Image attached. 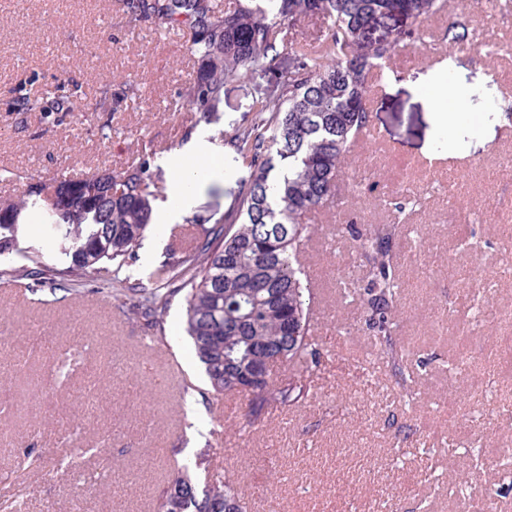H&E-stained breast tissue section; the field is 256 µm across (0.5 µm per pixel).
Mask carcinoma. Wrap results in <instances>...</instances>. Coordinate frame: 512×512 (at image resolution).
<instances>
[{"label":"carcinoma","instance_id":"cac0c4a2","mask_svg":"<svg viewBox=\"0 0 512 512\" xmlns=\"http://www.w3.org/2000/svg\"><path fill=\"white\" fill-rule=\"evenodd\" d=\"M125 7L138 21L188 24L189 52L201 63L184 113L192 126L218 108L225 83L253 70L277 73L275 93L257 98L252 124L230 139L250 177L236 206L202 229L194 251L162 262L146 284L132 281L128 269L152 224L162 171L144 163L118 174L42 183L0 203V256L16 246L20 217L28 213L51 226L70 263L53 270L42 255L27 252L24 263L5 273L38 276L53 291L88 274L103 276L115 295L136 296L129 312L160 341L163 315L183 295L185 329L209 391L243 398L247 422L259 426L268 410L295 404L310 389L317 349L312 270L302 260L303 246L318 231L311 215L364 195L345 172L354 163L356 136L372 126V70L417 41L400 17L437 14L445 0H239L222 16L212 0H125ZM304 13L327 19L328 34L316 46L288 36ZM285 54L295 57V67H281ZM392 236L390 224L366 228L352 235L351 245L367 269L359 288L364 323L388 354L400 313L402 261ZM275 359L293 370L258 378ZM158 512H247V506L230 477L207 469L201 484L174 477Z\"/></svg>","mask_w":512,"mask_h":512}]
</instances>
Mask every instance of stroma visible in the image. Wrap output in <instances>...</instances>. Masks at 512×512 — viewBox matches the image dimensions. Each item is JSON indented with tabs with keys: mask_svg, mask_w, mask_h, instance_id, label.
<instances>
[{
	"mask_svg": "<svg viewBox=\"0 0 512 512\" xmlns=\"http://www.w3.org/2000/svg\"><path fill=\"white\" fill-rule=\"evenodd\" d=\"M459 16L470 38L512 43V0L487 10L447 0L439 14L405 19L422 40L396 52L397 76L368 96L391 158L374 167L361 151L348 172L373 187L358 223H398L396 249L423 253L398 272L395 356L341 296L336 268L350 240L324 212L325 242L306 255L319 276L309 395L255 430L238 397L206 395L182 299L155 341L97 276L54 293L0 274V492L21 479L20 512H156L179 467L201 456L239 483L247 512H512V222L502 218L512 212V52L482 59L449 42ZM189 37L134 20L122 0H0V203L145 160L166 195L201 159L213 175L173 223L148 231L153 254L132 269L148 275L191 249L197 225L220 218L250 175L229 140L275 76L226 83L219 108L183 127L200 69ZM449 80L466 107L441 114L429 96ZM64 81L79 86L69 111H43L38 99ZM409 160L434 167L420 178L422 207L401 217L379 196L396 194ZM32 245L65 268L32 215L8 264ZM490 349L501 367L488 373L479 364Z\"/></svg>",
	"mask_w": 512,
	"mask_h": 512,
	"instance_id": "stroma-1",
	"label": "stroma"
}]
</instances>
